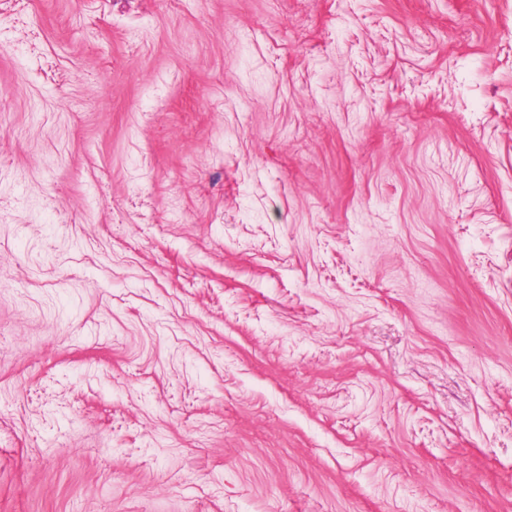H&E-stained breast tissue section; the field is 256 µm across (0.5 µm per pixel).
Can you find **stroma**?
Wrapping results in <instances>:
<instances>
[{
  "label": "stroma",
  "mask_w": 512,
  "mask_h": 512,
  "mask_svg": "<svg viewBox=\"0 0 512 512\" xmlns=\"http://www.w3.org/2000/svg\"><path fill=\"white\" fill-rule=\"evenodd\" d=\"M0 512H512V0H0Z\"/></svg>",
  "instance_id": "35a3bbf8"
}]
</instances>
